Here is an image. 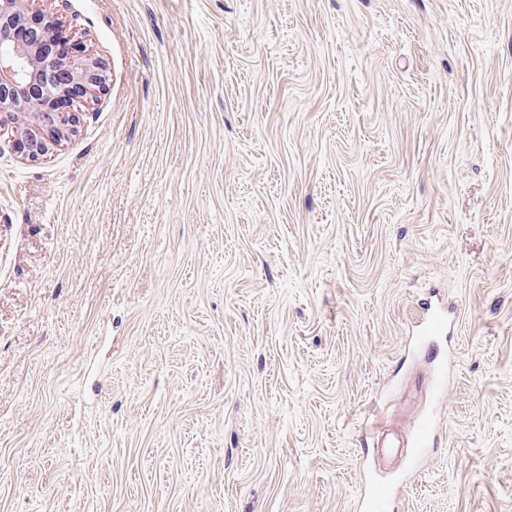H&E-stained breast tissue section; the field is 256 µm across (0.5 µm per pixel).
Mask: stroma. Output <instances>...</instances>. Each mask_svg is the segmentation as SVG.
Returning a JSON list of instances; mask_svg holds the SVG:
<instances>
[{
	"label": "stroma",
	"instance_id": "35a3bbf8",
	"mask_svg": "<svg viewBox=\"0 0 512 512\" xmlns=\"http://www.w3.org/2000/svg\"><path fill=\"white\" fill-rule=\"evenodd\" d=\"M50 8L107 90L0 147V512H512V0ZM435 438V426L433 421L426 417L421 419L415 429V436L411 448V466L417 467L431 441ZM396 477L373 480L364 490L361 509L364 512H387L391 492L398 488Z\"/></svg>",
	"mask_w": 512,
	"mask_h": 512
}]
</instances>
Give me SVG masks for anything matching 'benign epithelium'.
<instances>
[{
  "label": "benign epithelium",
  "mask_w": 512,
  "mask_h": 512,
  "mask_svg": "<svg viewBox=\"0 0 512 512\" xmlns=\"http://www.w3.org/2000/svg\"><path fill=\"white\" fill-rule=\"evenodd\" d=\"M40 0H0V133L32 159L47 155L77 123L74 90L95 100L105 91L103 62L85 55H46L48 38L73 40Z\"/></svg>",
  "instance_id": "benign-epithelium-1"
}]
</instances>
